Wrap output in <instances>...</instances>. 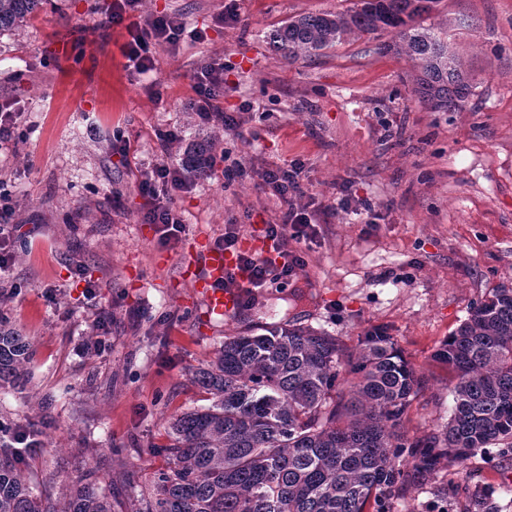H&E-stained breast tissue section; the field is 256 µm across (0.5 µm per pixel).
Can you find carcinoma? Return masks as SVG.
<instances>
[{"label": "carcinoma", "mask_w": 512, "mask_h": 512, "mask_svg": "<svg viewBox=\"0 0 512 512\" xmlns=\"http://www.w3.org/2000/svg\"><path fill=\"white\" fill-rule=\"evenodd\" d=\"M45 0H0V35L34 17ZM439 0H359L336 14L293 18L268 34L294 62L349 35L395 34L384 49L419 70L416 93L448 112L471 88L469 73L443 33L424 26ZM215 139L185 149L182 172L205 179ZM31 342L0 320V386L27 375ZM456 380L455 408L438 433L408 438L401 426L421 378L393 337L375 330L356 357L340 341L301 324L224 337L192 382L210 404L169 423V444L131 512H385L414 480L441 461L462 466L471 452L512 439V288L493 289L436 353ZM0 512H112L95 473L56 496L42 489L25 457L0 443Z\"/></svg>", "instance_id": "cac0c4a2"}]
</instances>
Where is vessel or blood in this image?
Wrapping results in <instances>:
<instances>
[{
	"label": "vessel or blood",
	"instance_id": "b4317fda",
	"mask_svg": "<svg viewBox=\"0 0 512 512\" xmlns=\"http://www.w3.org/2000/svg\"><path fill=\"white\" fill-rule=\"evenodd\" d=\"M235 263L236 259L231 253L211 248L201 239L193 245L190 258L183 268L184 277L191 281L209 311L220 316L231 315L239 306L236 290H224L216 285L225 270Z\"/></svg>",
	"mask_w": 512,
	"mask_h": 512
}]
</instances>
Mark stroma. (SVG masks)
<instances>
[{
  "label": "stroma",
  "mask_w": 512,
  "mask_h": 512,
  "mask_svg": "<svg viewBox=\"0 0 512 512\" xmlns=\"http://www.w3.org/2000/svg\"><path fill=\"white\" fill-rule=\"evenodd\" d=\"M355 0H143L131 20L183 15L200 38L153 50L155 67H129L125 24L110 0H46L27 26L0 35V104L18 113L0 187L11 192L22 238L0 313L34 345L23 389L0 390V426L44 418L31 469L55 492L95 469L112 512L168 467L134 450L167 442L170 420L207 406L191 377L225 337L300 322L356 353L386 329L422 376L402 430L424 436L447 423L455 380L435 352L491 289L512 288V0H440L430 26L472 76L448 112L415 96L412 64L383 52L390 33L348 36L321 55L289 63L267 34L290 18L339 12ZM224 67V111L239 115L209 178L176 193L185 230L168 244L141 221V171L176 164L194 140V75ZM181 141L160 147L158 131ZM128 155L112 151L114 133ZM303 166L317 233L298 244L305 266L285 288H266L235 316L209 315L180 266L197 234L223 237L276 221L284 205L261 173ZM246 178L225 179L234 163ZM108 314L112 324L97 328ZM122 451L121 459L110 455ZM388 512H512V447L496 441L464 467L441 466L395 497Z\"/></svg>",
  "instance_id": "1"
}]
</instances>
